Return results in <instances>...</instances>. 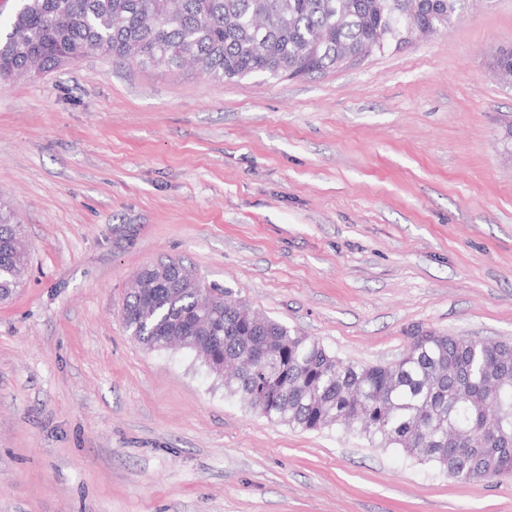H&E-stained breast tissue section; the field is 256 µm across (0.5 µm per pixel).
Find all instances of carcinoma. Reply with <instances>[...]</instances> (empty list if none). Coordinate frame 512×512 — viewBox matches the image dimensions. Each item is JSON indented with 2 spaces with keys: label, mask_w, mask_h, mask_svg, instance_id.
Listing matches in <instances>:
<instances>
[{
  "label": "carcinoma",
  "mask_w": 512,
  "mask_h": 512,
  "mask_svg": "<svg viewBox=\"0 0 512 512\" xmlns=\"http://www.w3.org/2000/svg\"><path fill=\"white\" fill-rule=\"evenodd\" d=\"M465 0H23L0 39V76L23 77L34 53L45 72L90 52L142 68H195L216 80L312 76L337 56L397 50L446 29ZM496 72L512 86V49ZM21 224L0 203V300L22 285ZM133 288L127 333L150 350L194 352L224 388L268 420L303 430L341 426L461 481L512 477V342L417 328L386 364L342 360L318 340L250 313L185 266Z\"/></svg>",
  "instance_id": "carcinoma-1"
}]
</instances>
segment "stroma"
Instances as JSON below:
<instances>
[{
    "label": "stroma",
    "mask_w": 512,
    "mask_h": 512,
    "mask_svg": "<svg viewBox=\"0 0 512 512\" xmlns=\"http://www.w3.org/2000/svg\"><path fill=\"white\" fill-rule=\"evenodd\" d=\"M512 0L361 66L222 82L98 53L0 80V201L30 269L0 303V512H512L339 428L268 421L122 322L146 267L388 363L429 327L512 341Z\"/></svg>",
    "instance_id": "stroma-1"
}]
</instances>
